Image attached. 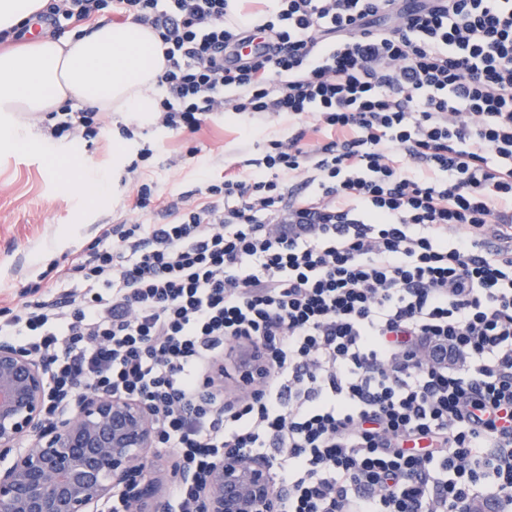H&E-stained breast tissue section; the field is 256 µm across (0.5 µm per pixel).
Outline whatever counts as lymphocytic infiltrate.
<instances>
[{
	"mask_svg": "<svg viewBox=\"0 0 512 512\" xmlns=\"http://www.w3.org/2000/svg\"><path fill=\"white\" fill-rule=\"evenodd\" d=\"M104 15L159 38L157 126L191 139L225 110L298 128L172 200L140 149L134 207L157 223L106 225L56 266L68 292L0 309V342L51 361L46 425L118 394L196 476L275 449L283 512H512V0H279L248 24L230 0H47L40 19ZM43 125L106 134L68 102ZM246 340L256 389L206 390Z\"/></svg>",
	"mask_w": 512,
	"mask_h": 512,
	"instance_id": "1",
	"label": "lymphocytic infiltrate"
}]
</instances>
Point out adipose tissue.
<instances>
[{
    "instance_id": "ef3b65f1",
    "label": "adipose tissue",
    "mask_w": 512,
    "mask_h": 512,
    "mask_svg": "<svg viewBox=\"0 0 512 512\" xmlns=\"http://www.w3.org/2000/svg\"><path fill=\"white\" fill-rule=\"evenodd\" d=\"M167 66L153 30L128 20L77 39L46 37L0 53V138L17 137L23 117L76 98L101 112L152 122Z\"/></svg>"
}]
</instances>
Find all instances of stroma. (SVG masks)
<instances>
[{
  "label": "stroma",
  "mask_w": 512,
  "mask_h": 512,
  "mask_svg": "<svg viewBox=\"0 0 512 512\" xmlns=\"http://www.w3.org/2000/svg\"><path fill=\"white\" fill-rule=\"evenodd\" d=\"M110 131L92 147L49 138L40 121L27 126L31 147H12L0 140V308L13 306L41 272L74 251L90 246L104 225L137 217L130 186L122 185L125 167L144 145L158 151L147 169L162 193L176 196L191 190L200 171L219 175L225 164L253 157L258 147L241 131L252 124L270 138L287 133L284 117L258 116L244 121L232 113L214 115L192 145L200 153L189 158L190 143L157 125H141L134 140L121 138L124 115L103 113ZM103 173L107 187L96 196L86 189V170Z\"/></svg>",
  "instance_id": "1"
}]
</instances>
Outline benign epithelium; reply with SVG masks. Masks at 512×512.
Instances as JSON below:
<instances>
[{
    "label": "benign epithelium",
    "instance_id": "1",
    "mask_svg": "<svg viewBox=\"0 0 512 512\" xmlns=\"http://www.w3.org/2000/svg\"><path fill=\"white\" fill-rule=\"evenodd\" d=\"M248 370L265 368L256 345L239 346ZM46 362L0 343V512H100L119 495L132 512H168L154 475L156 418L144 402L89 394L44 425ZM196 488L198 512H281L271 461L242 450L213 459L204 481L171 463Z\"/></svg>",
    "mask_w": 512,
    "mask_h": 512
}]
</instances>
